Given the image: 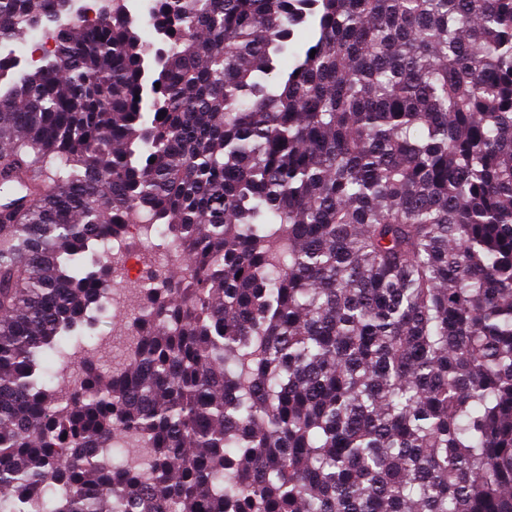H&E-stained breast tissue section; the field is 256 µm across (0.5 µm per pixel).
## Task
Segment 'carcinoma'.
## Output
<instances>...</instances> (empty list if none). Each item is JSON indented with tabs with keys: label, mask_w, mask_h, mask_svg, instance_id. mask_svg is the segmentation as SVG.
I'll list each match as a JSON object with an SVG mask.
<instances>
[{
	"label": "carcinoma",
	"mask_w": 512,
	"mask_h": 512,
	"mask_svg": "<svg viewBox=\"0 0 512 512\" xmlns=\"http://www.w3.org/2000/svg\"><path fill=\"white\" fill-rule=\"evenodd\" d=\"M149 2L0 0V512H512V0ZM130 234L139 244L136 247L123 246L113 253L111 260L114 262V276L118 288H114L111 292L109 300L111 307L103 315L97 328L99 336H109L112 329H118L117 336H125L114 343L112 350V355L114 354L117 357L116 360L120 361L132 359L130 345L134 337L141 333L138 323L130 318L133 312L130 305L139 300L136 289L133 287L143 278L142 255L152 243V238L143 234L139 224L130 225ZM112 309L124 316V325L121 328L122 321Z\"/></svg>",
	"instance_id": "1"
}]
</instances>
